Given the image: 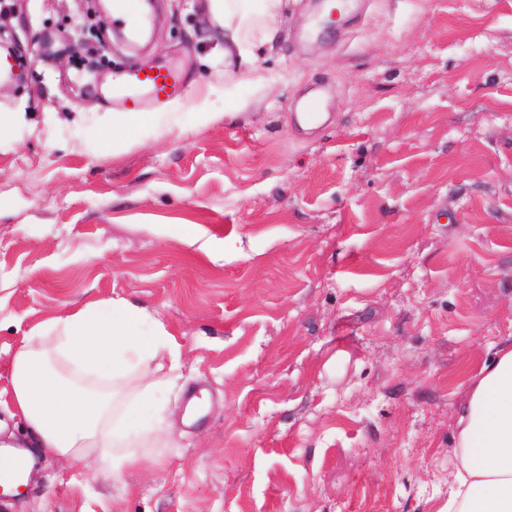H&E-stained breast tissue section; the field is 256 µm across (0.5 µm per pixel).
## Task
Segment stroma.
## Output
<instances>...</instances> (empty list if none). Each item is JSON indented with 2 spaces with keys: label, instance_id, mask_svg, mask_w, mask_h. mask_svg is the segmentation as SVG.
I'll use <instances>...</instances> for the list:
<instances>
[{
  "label": "stroma",
  "instance_id": "stroma-1",
  "mask_svg": "<svg viewBox=\"0 0 512 512\" xmlns=\"http://www.w3.org/2000/svg\"><path fill=\"white\" fill-rule=\"evenodd\" d=\"M353 4L327 28L319 0H284L246 79L200 0H155L135 46L74 0H0L21 47L0 385L31 328L92 302L139 301L181 346L156 466L119 484L47 457L0 512H440L457 410L512 339V0ZM140 67L184 92L101 148ZM318 92L327 121L301 131Z\"/></svg>",
  "mask_w": 512,
  "mask_h": 512
}]
</instances>
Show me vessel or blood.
Wrapping results in <instances>:
<instances>
[{
	"instance_id": "obj_1",
	"label": "vessel or blood",
	"mask_w": 512,
	"mask_h": 512,
	"mask_svg": "<svg viewBox=\"0 0 512 512\" xmlns=\"http://www.w3.org/2000/svg\"><path fill=\"white\" fill-rule=\"evenodd\" d=\"M112 10L120 21L128 25L131 33H141L145 16L136 0H113ZM183 89V81L178 72L172 69H158L154 73L143 75L133 69L126 73L122 83L115 91L114 100L121 108L133 112H147L161 99L178 95Z\"/></svg>"
}]
</instances>
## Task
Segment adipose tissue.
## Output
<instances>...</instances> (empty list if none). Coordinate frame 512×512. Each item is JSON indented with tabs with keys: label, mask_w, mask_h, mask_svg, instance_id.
Wrapping results in <instances>:
<instances>
[{
	"label": "adipose tissue",
	"mask_w": 512,
	"mask_h": 512,
	"mask_svg": "<svg viewBox=\"0 0 512 512\" xmlns=\"http://www.w3.org/2000/svg\"><path fill=\"white\" fill-rule=\"evenodd\" d=\"M224 30V54L242 74L255 68L246 32L274 39L283 0H207ZM178 361L175 337L145 306L125 298L87 304L34 328L0 387V405L28 425L26 447L72 458L93 469L107 465L113 480L152 465L140 450L162 437L160 358ZM455 428L458 452L443 512H512V342L500 346L471 381Z\"/></svg>",
	"instance_id": "ef3b65f1"
}]
</instances>
